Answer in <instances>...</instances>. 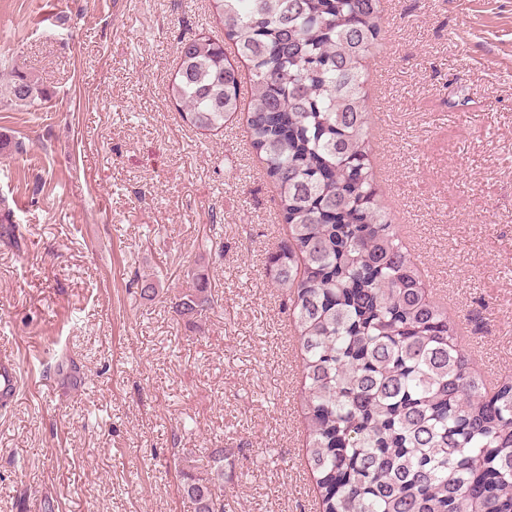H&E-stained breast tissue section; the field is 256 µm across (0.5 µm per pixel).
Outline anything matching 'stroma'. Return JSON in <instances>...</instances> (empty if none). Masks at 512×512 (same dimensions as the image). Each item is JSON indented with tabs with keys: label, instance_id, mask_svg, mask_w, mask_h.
<instances>
[{
	"label": "stroma",
	"instance_id": "1",
	"mask_svg": "<svg viewBox=\"0 0 512 512\" xmlns=\"http://www.w3.org/2000/svg\"><path fill=\"white\" fill-rule=\"evenodd\" d=\"M383 8L365 87L383 203L475 369L512 381V0ZM201 36L224 37L211 0H0V70L48 93L0 102V354L19 364L0 512H195L174 460L207 474L214 448L226 512H319L266 271L288 235L278 191L246 111L201 131L168 95ZM197 268L217 304L171 316Z\"/></svg>",
	"mask_w": 512,
	"mask_h": 512
}]
</instances>
